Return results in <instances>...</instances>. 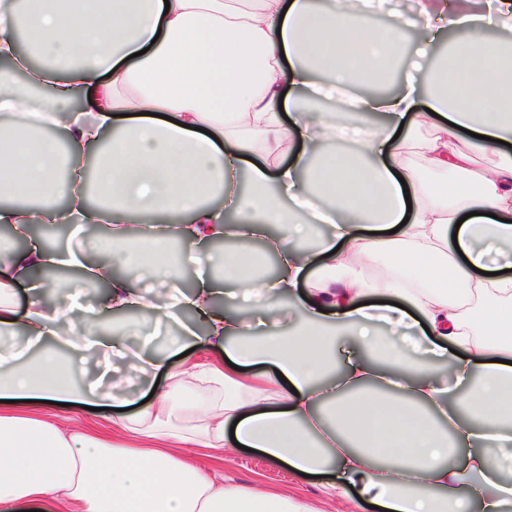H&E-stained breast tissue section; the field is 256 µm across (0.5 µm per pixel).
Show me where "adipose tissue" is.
<instances>
[{"instance_id": "ef3b65f1", "label": "adipose tissue", "mask_w": 512, "mask_h": 512, "mask_svg": "<svg viewBox=\"0 0 512 512\" xmlns=\"http://www.w3.org/2000/svg\"><path fill=\"white\" fill-rule=\"evenodd\" d=\"M375 2L314 11L310 0H29L24 26L43 64L23 81L0 69V112L23 117L0 126L11 145L0 152V198L39 205L1 207L0 223L21 236L63 214L109 225L121 248L93 260L35 244L0 262V330L44 348L22 362L0 355V512H314L304 498L209 476L183 454L237 444L321 476L326 497L352 493L364 512H512V275L492 274L489 260L512 255V154L500 149L512 144V42L488 38L447 0L453 39L426 106L410 79L365 94L358 76L404 59L405 24L372 28ZM339 91L352 94L350 120L307 111ZM78 97L84 109H72ZM433 114L425 163L446 179L411 212L393 134ZM460 128L473 139L457 138ZM485 149L497 151L495 167L473 171L472 151ZM85 154L94 205L77 162ZM317 228L326 236L304 250ZM173 237L198 246L188 292L164 253ZM224 238L239 249L210 250ZM267 253L279 261L271 279L259 273ZM353 253L390 255L395 271L370 279ZM49 266L106 284L111 312L195 311L216 357L177 370L169 357L185 350L183 337L157 356L96 317L65 328L64 311L43 299L60 290L55 281L36 283L18 308L17 284ZM146 281L166 283L170 303L145 294ZM302 283L297 303H273ZM223 286L234 312L214 305ZM466 299L486 313L483 335L462 316ZM371 301L389 302L398 326L428 327L435 353H453L458 408L432 369L372 324ZM56 343L118 353L146 383L161 375L166 385L145 401L84 383ZM382 392L393 407H380ZM52 402L118 408L111 440L75 417L65 427L46 419Z\"/></svg>"}]
</instances>
